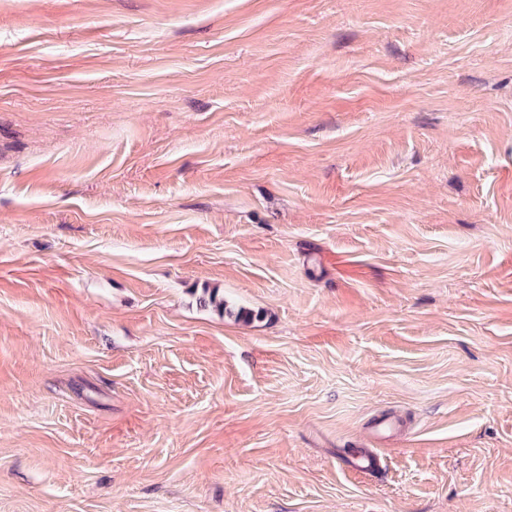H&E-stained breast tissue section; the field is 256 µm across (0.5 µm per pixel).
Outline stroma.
Here are the masks:
<instances>
[{
    "instance_id": "stroma-1",
    "label": "stroma",
    "mask_w": 512,
    "mask_h": 512,
    "mask_svg": "<svg viewBox=\"0 0 512 512\" xmlns=\"http://www.w3.org/2000/svg\"><path fill=\"white\" fill-rule=\"evenodd\" d=\"M0 512H512V0H0Z\"/></svg>"
}]
</instances>
